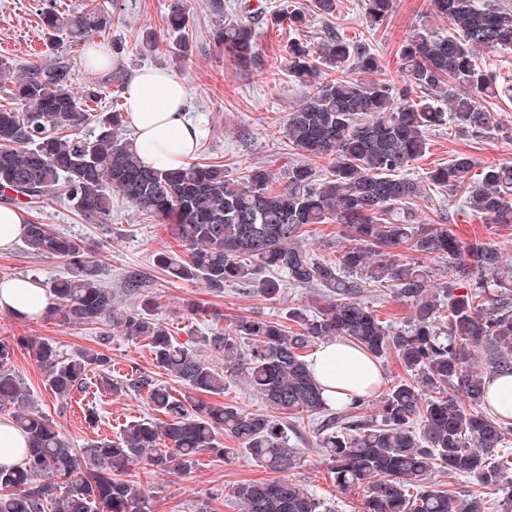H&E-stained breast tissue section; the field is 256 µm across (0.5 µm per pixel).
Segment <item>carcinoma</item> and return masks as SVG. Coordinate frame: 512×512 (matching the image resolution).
I'll list each match as a JSON object with an SVG mask.
<instances>
[{
	"label": "carcinoma",
	"instance_id": "carcinoma-1",
	"mask_svg": "<svg viewBox=\"0 0 512 512\" xmlns=\"http://www.w3.org/2000/svg\"><path fill=\"white\" fill-rule=\"evenodd\" d=\"M449 20L446 36L417 32L399 49L406 84L396 89L362 78L379 70L366 46L330 32L318 51L290 44L288 71L313 87L289 113L283 134L304 160L288 164L283 188L271 191L275 174L249 165L232 179L217 161L187 162L169 170L142 163L133 142L122 137L118 105L92 114L72 88L69 64L32 63L16 70L0 62V77L13 84L20 107L0 105V196L30 212L60 198L72 203L85 224L112 222V194L167 226L184 255L158 254L172 277L202 283L220 293L231 283L245 293L280 291L277 274L324 289L328 305L314 314L288 309L287 320L240 318L207 337L224 353L220 370L195 351L176 344L153 314L145 285L124 288L142 298L125 309L112 299L99 263L84 241L50 224L29 220L24 245L32 254L61 261L66 275L47 284L53 306L47 318L70 325L102 322L131 340H144L156 367L200 394L175 397L145 373L113 381L112 359L95 349L65 355L48 340L31 343L45 386L62 402L83 389L88 374L115 395L147 393L164 420L127 426L117 441L91 440L81 448L65 441L55 424L32 410V400L14 367L15 343L0 338V412L28 436L27 455L0 466V512H157L135 479V465L150 472L192 468L198 455H244L278 474L232 489L242 512H320L321 502L294 483L302 449L294 447L285 421L204 399L224 393L228 377L242 376L251 391L287 415L306 417L315 444L342 492H365L364 512H485L483 499L460 498L431 482L435 470L476 479L502 492L500 512H512V452L499 453L512 435V421L486 398L493 375H512V257L490 243H463L444 224L414 222V207L427 187L459 196L468 213L495 224H512V164H489L475 175L471 157L459 154L420 182L400 176L427 149L428 130L449 118L474 136L494 131L496 113L481 99L512 92L480 65V53L512 52V9L494 0H431ZM394 0H369L366 21L378 25ZM97 4L76 16L43 14L49 37L65 32L77 42L107 26ZM296 33L307 27L295 9L272 17ZM180 3L163 20L167 30L186 27ZM214 40L239 67L257 66L251 23L224 19ZM335 69L320 78L313 54ZM361 77L352 76V72ZM94 122L93 137L80 128ZM331 164L317 174L316 161ZM341 224L351 244L335 261L317 260L301 244L309 224ZM454 264L456 279L434 282L430 258ZM384 286L413 306L411 321L393 327L363 301ZM341 338L377 360L393 354L407 378L380 394L326 406L308 370L303 350L316 341ZM378 405L375 418L360 411ZM237 443L221 448L217 436ZM419 489L409 495V488Z\"/></svg>",
	"mask_w": 512,
	"mask_h": 512
}]
</instances>
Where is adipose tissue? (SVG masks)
<instances>
[{
	"label": "adipose tissue",
	"mask_w": 512,
	"mask_h": 512,
	"mask_svg": "<svg viewBox=\"0 0 512 512\" xmlns=\"http://www.w3.org/2000/svg\"><path fill=\"white\" fill-rule=\"evenodd\" d=\"M126 115L142 146L141 161L155 169L183 165L195 153L200 130L190 112L184 84L170 71L144 69L137 72L123 91ZM52 305L49 291L29 277L0 280V313L21 320L44 316ZM312 378L329 406L364 394L367 386L380 384L378 363L341 339L323 343L308 360Z\"/></svg>",
	"instance_id": "ef3b65f1"
}]
</instances>
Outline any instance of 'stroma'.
Listing matches in <instances>:
<instances>
[{
	"label": "stroma",
	"mask_w": 512,
	"mask_h": 512,
	"mask_svg": "<svg viewBox=\"0 0 512 512\" xmlns=\"http://www.w3.org/2000/svg\"><path fill=\"white\" fill-rule=\"evenodd\" d=\"M90 0H0V61L20 68L28 62L54 64L65 56L77 95L97 91L94 111L112 107L114 92L111 72L87 69L82 61L84 45L61 38L58 50L46 45L42 14L53 9L64 15L82 12ZM110 16L105 29L92 33L90 42L106 45L114 65L133 76L145 67L164 69L177 75L190 94V111L205 136L196 154L223 163L229 177H238L242 169L258 164L275 175H282L288 162L298 159L297 150L283 137V125L296 106L310 92L308 84L288 71L287 26L271 23L269 16L282 4L310 13L301 41L318 47L326 30H334L356 44L369 46L380 62L374 77L399 87L405 75L399 66L401 44L422 29L448 33L447 19L437 17L430 0H396L395 10L380 25L365 21L367 0H337L334 14L323 17L313 12V0H258L259 12L247 15L244 0H184L188 23L180 32H161L160 26L170 0H97ZM248 17L257 31L260 71L238 69L215 44L213 34L223 17ZM160 30L157 51L142 49L141 38L148 29ZM498 112L499 130L481 137L461 132L455 124L434 128L427 136L424 156L413 162L408 175L423 179L426 172L448 164L458 154L474 159L477 166L512 163V101L493 100ZM418 220L447 225L464 242L491 243L512 255V224H492L462 212L458 200L445 192L431 193L418 206ZM43 223L54 225L92 246V255L103 267L104 281L121 307L136 304L127 294L124 281L136 276L149 282L155 299V315L165 323L178 343L196 350L203 359L223 366L224 357L205 345V336L224 329L233 319L267 317L284 320L289 308L313 313L323 307L322 289L283 283L275 299L245 294L234 286L216 293L203 285L176 280L157 265L158 253L182 254L183 249L168 233L165 225L145 218L121 197H114L112 222L103 227L82 223L72 205L63 199L49 202L41 215ZM310 254L318 259H333L348 241L338 224L307 226L303 239ZM62 263L31 254L23 242L0 251V277H30L39 283L63 276ZM0 336L16 340L15 369L35 402V407L51 419L63 437L76 448L95 439H117L129 424L152 419L145 395L122 396L106 392L96 374H89L86 388L71 401H58L46 389L43 374L28 343L47 339L71 355L93 348L112 359V377L139 371L154 376L178 396L185 386L176 377L155 366L153 355L144 342L126 340L111 325L72 326L61 320L43 318L21 322L0 314ZM95 422H88V413ZM297 447L304 454L291 478L305 491L323 502L326 512H362L364 494L356 490L341 493L329 477L323 456L314 448L307 423H297ZM264 469L246 457L225 462L215 454L199 455L187 472L172 470L148 475V494L154 501L174 507L176 512H241L230 491L239 484L265 478Z\"/></svg>",
	"instance_id": "1"
}]
</instances>
